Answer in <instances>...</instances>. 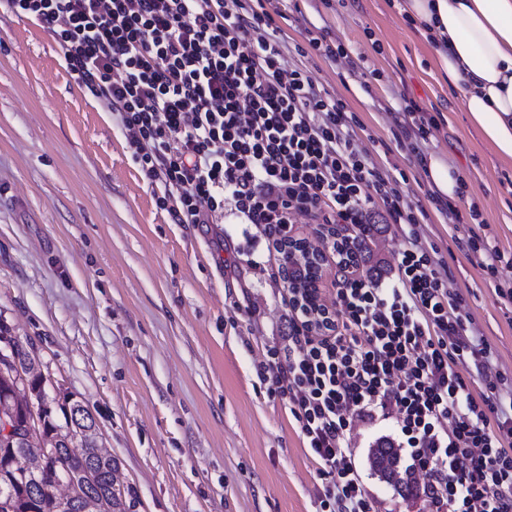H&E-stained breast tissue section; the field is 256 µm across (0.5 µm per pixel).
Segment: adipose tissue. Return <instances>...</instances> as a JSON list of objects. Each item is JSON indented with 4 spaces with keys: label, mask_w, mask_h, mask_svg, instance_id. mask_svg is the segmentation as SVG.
Wrapping results in <instances>:
<instances>
[{
    "label": "adipose tissue",
    "mask_w": 512,
    "mask_h": 512,
    "mask_svg": "<svg viewBox=\"0 0 512 512\" xmlns=\"http://www.w3.org/2000/svg\"><path fill=\"white\" fill-rule=\"evenodd\" d=\"M434 50L452 104L512 161V0H398Z\"/></svg>",
    "instance_id": "adipose-tissue-1"
}]
</instances>
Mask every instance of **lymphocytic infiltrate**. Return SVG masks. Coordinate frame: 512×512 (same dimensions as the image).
<instances>
[{"instance_id":"obj_1","label":"lymphocytic infiltrate","mask_w":512,"mask_h":512,"mask_svg":"<svg viewBox=\"0 0 512 512\" xmlns=\"http://www.w3.org/2000/svg\"><path fill=\"white\" fill-rule=\"evenodd\" d=\"M50 33L79 84L116 112L156 202L177 224H209L225 200L277 240L296 215L348 230L419 218L396 178L357 150L348 109L301 68L264 0H0ZM336 326L261 364L329 483L320 512H374L352 460V418L395 417L431 512H512V391L469 334L460 299L428 249L411 246L394 282L340 270ZM484 388L473 391L475 379Z\"/></svg>"}]
</instances>
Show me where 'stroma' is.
I'll list each match as a JSON object with an SVG mask.
<instances>
[{
    "label": "stroma",
    "instance_id": "35a3bbf8",
    "mask_svg": "<svg viewBox=\"0 0 512 512\" xmlns=\"http://www.w3.org/2000/svg\"><path fill=\"white\" fill-rule=\"evenodd\" d=\"M266 8L289 45L306 48L286 63L346 103L356 145L381 170L405 174V201L427 213L385 225L377 256L391 268L408 244L433 248L470 332L495 352L493 374L512 388V300L501 295L512 266L487 275L464 248L478 237L512 255V162L449 109L433 51L395 0H302L284 19L282 0ZM314 26L357 64L307 48ZM402 94L439 115L426 150L467 175L465 200L480 222L452 223L430 201L434 185L392 110ZM267 246L229 200L213 223H174L125 129L68 71L50 34L0 12V317L89 408L135 512H319L326 480L259 372L288 334L287 289ZM395 428L392 417L354 422V463L375 512H430L370 470V446Z\"/></svg>",
    "mask_w": 512,
    "mask_h": 512
}]
</instances>
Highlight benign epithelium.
I'll return each instance as SVG.
<instances>
[{"label":"benign epithelium","mask_w":512,"mask_h":512,"mask_svg":"<svg viewBox=\"0 0 512 512\" xmlns=\"http://www.w3.org/2000/svg\"><path fill=\"white\" fill-rule=\"evenodd\" d=\"M291 262L288 263V278L285 283L301 301L302 310L307 317L306 326L315 334L327 332L330 321L326 320L332 311L321 303L320 288L323 285V277L326 265L329 261L327 250L312 245L307 240L300 238L291 243L288 250ZM19 337L16 335L0 336V369L9 370L16 381L25 378V374L19 368L16 355V342ZM41 388L46 400L55 399L63 402L71 399L67 393H63L54 384L49 376L43 377ZM26 400L31 410V415L26 417V423L18 431L12 426V419L15 418V407L5 402L0 406V423L5 430L0 433L9 436L18 432L30 444L40 442L41 450L32 459L16 465L13 470L14 480L19 483L32 485L37 477L48 470L57 471L56 489L58 496L76 497L77 493L71 492V484L74 483L71 475L64 470L58 469L59 463L54 451V441L45 439L40 434L39 428L43 425L41 410L37 404L36 393L26 392Z\"/></svg>","instance_id":"7a95c632"}]
</instances>
